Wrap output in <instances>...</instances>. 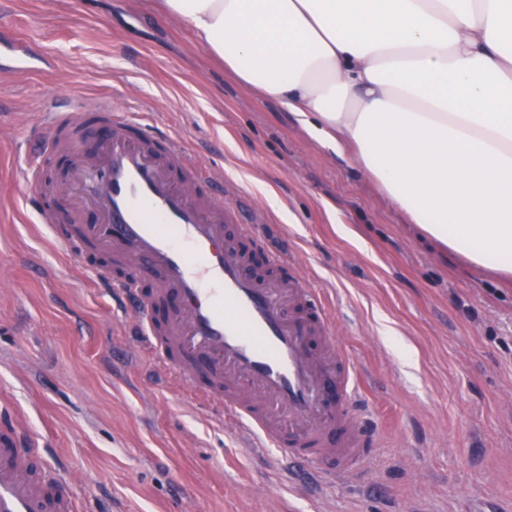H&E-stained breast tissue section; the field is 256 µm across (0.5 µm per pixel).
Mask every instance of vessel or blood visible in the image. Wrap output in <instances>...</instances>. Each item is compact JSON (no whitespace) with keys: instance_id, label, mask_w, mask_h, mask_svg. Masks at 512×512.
Returning <instances> with one entry per match:
<instances>
[{"instance_id":"1","label":"vessel or blood","mask_w":512,"mask_h":512,"mask_svg":"<svg viewBox=\"0 0 512 512\" xmlns=\"http://www.w3.org/2000/svg\"><path fill=\"white\" fill-rule=\"evenodd\" d=\"M52 63L46 52L18 49L15 38L0 35L1 77L47 71ZM93 113L109 126L108 143L98 161L77 169L70 191L102 208L100 244L156 274L179 311L158 328L137 281H111L98 269L96 282L134 315L162 365L217 414L245 426L260 447L313 464L318 477L354 472L378 436L358 421L361 370L331 336L326 309L309 289L247 273L239 239L225 231L235 206L211 192L212 177L178 137H157L107 106ZM83 120L56 100L46 108L54 132ZM318 340L324 350H314ZM33 465L19 439L0 442V512H80L78 490L33 475Z\"/></svg>"}]
</instances>
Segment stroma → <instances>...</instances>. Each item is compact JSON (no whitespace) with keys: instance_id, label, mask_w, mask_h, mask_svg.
I'll use <instances>...</instances> for the list:
<instances>
[{"instance_id":"stroma-1","label":"stroma","mask_w":512,"mask_h":512,"mask_svg":"<svg viewBox=\"0 0 512 512\" xmlns=\"http://www.w3.org/2000/svg\"><path fill=\"white\" fill-rule=\"evenodd\" d=\"M0 23L40 43L54 73L0 82V413L82 491L81 512H512V280L429 249L375 183L311 137L279 101L245 90L154 0H5ZM62 95L97 100L183 140L239 221L262 226L276 277L312 289L365 371L361 422L380 441L362 475L307 478L219 421L146 350L86 270L120 269L47 200L26 204L15 159L48 146ZM412 352L403 366L380 323Z\"/></svg>"}]
</instances>
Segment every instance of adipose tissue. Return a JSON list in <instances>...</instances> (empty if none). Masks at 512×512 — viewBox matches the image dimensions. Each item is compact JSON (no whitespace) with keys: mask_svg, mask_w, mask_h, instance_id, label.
<instances>
[{"mask_svg":"<svg viewBox=\"0 0 512 512\" xmlns=\"http://www.w3.org/2000/svg\"><path fill=\"white\" fill-rule=\"evenodd\" d=\"M239 83L352 147L424 239L512 275V0H158Z\"/></svg>","mask_w":512,"mask_h":512,"instance_id":"adipose-tissue-1","label":"adipose tissue"}]
</instances>
